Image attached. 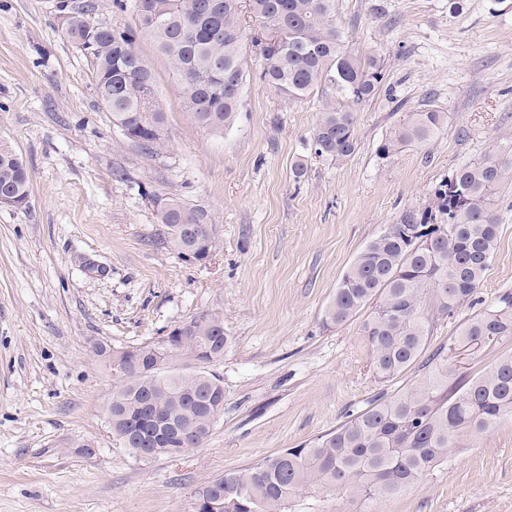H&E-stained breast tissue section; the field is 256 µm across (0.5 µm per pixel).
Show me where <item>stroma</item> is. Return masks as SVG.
<instances>
[{
	"label": "stroma",
	"mask_w": 512,
	"mask_h": 512,
	"mask_svg": "<svg viewBox=\"0 0 512 512\" xmlns=\"http://www.w3.org/2000/svg\"><path fill=\"white\" fill-rule=\"evenodd\" d=\"M64 0H0V141L26 164V208L0 207V512H196L224 471L325 434L411 368L378 380L364 314L324 328L358 253L403 211L428 205L455 167L495 151L512 163V0H336L349 50L376 57L382 81L356 105L357 147L311 155L331 86L291 101L247 54L233 126L192 121L168 61L157 76L166 148L131 146L93 91L91 67L57 26ZM447 115L434 138L381 158L406 113ZM306 174L295 178L296 165ZM500 234L472 305L441 320L438 347L512 292V179L499 189ZM203 208L210 261L157 239V204ZM203 311L232 343L210 369L224 412L199 447L139 461L112 435L105 406L118 377L95 346L157 344ZM364 512H512V421L485 433L413 487Z\"/></svg>",
	"instance_id": "1"
}]
</instances>
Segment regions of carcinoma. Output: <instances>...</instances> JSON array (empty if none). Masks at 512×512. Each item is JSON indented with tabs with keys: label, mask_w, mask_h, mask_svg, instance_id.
I'll use <instances>...</instances> for the list:
<instances>
[{
	"label": "carcinoma",
	"mask_w": 512,
	"mask_h": 512,
	"mask_svg": "<svg viewBox=\"0 0 512 512\" xmlns=\"http://www.w3.org/2000/svg\"><path fill=\"white\" fill-rule=\"evenodd\" d=\"M135 27L96 20L93 0L60 11L69 14L62 33L84 46L95 93L113 125L141 153L164 149L165 121L156 101L155 73L141 55L145 35L167 58L181 82L184 105L199 126L222 134L233 124L245 82L244 55L260 57V78L283 96L303 99L331 85L349 101L320 113L309 148L317 158L341 160L356 149V112L381 80L380 63L344 48L336 26L335 0H133ZM250 18L261 33L247 32ZM236 92L224 94V80ZM443 112H409L379 152L424 144L445 126ZM512 166L489 151L457 167L422 209L407 210L358 254L326 307L323 325L337 326L368 309L362 325L376 377L389 382L418 361L439 320L468 304L494 256L499 224L495 202ZM0 195L30 198L22 160L0 144ZM159 239L182 257L205 246L216 250L208 213L169 199L157 206ZM512 336V293L500 295L474 315L449 346L422 364L419 381L393 397H380L335 429L258 463L224 472L195 492L196 512H286L289 499L317 487L364 504L389 500L417 484L448 457L469 448L490 429L512 420V355L472 374L462 370L464 349L482 348ZM231 337L224 319L210 312L189 321L171 347L126 349L98 346L120 380L106 404L112 434L136 459L143 395L167 423L168 433L151 458L176 457L196 448L213 424L208 409L224 403L220 376L198 368H171L198 352L224 357ZM166 366L152 369L155 356Z\"/></svg>",
	"instance_id": "carcinoma-1"
}]
</instances>
